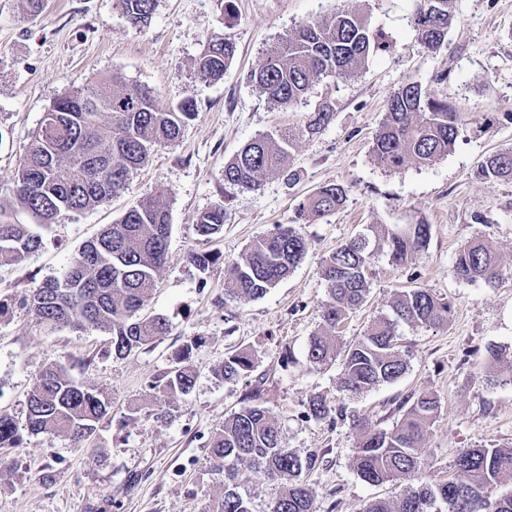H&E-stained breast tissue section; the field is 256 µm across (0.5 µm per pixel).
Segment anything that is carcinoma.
Here are the masks:
<instances>
[{
	"mask_svg": "<svg viewBox=\"0 0 512 512\" xmlns=\"http://www.w3.org/2000/svg\"><path fill=\"white\" fill-rule=\"evenodd\" d=\"M157 0H117L128 19L148 25ZM412 24L419 42L430 52L447 44L448 28L457 0H416ZM386 49L373 37L365 16L338 9L330 16L307 21L283 35L280 42L251 71L248 80L274 105L287 109L303 100L322 77L346 78L369 56ZM236 46L222 34L211 35L195 59L202 78L218 81L231 64ZM192 97L175 107H164L158 94L132 84L119 72L89 82L55 99L33 132L18 167L14 197L36 225L45 227L76 213L94 209L122 194L130 178L157 147L176 144L195 117ZM333 108L321 102L305 125L308 133L327 126ZM464 120L447 101L416 81L401 85L389 98L372 153L389 169L409 164L427 165L448 154L463 131ZM295 139L259 135L247 142L224 165V183L257 188L264 178L286 175ZM479 175L495 182L512 180V150L487 157ZM349 189L328 184L297 205V218L321 220L345 207ZM9 205L0 201V266L22 263L43 244L31 224L1 220ZM432 225L372 224L332 252L321 265L326 300L321 306V329L307 346L314 367L337 357L336 329L360 309L368 288L371 258L388 256L405 265L427 246ZM224 231V206L217 204L196 217L195 232L206 241ZM170 233L165 191L159 190L129 207L113 224L80 247L66 275L45 281L22 299L38 321L53 327L99 328L111 336L110 353L123 359L169 333L163 316L145 315L167 260ZM308 241L294 225H279L257 236L235 260L224 280V296L232 301L259 298L285 279L301 262ZM216 261L209 252L192 251L188 262L204 273ZM455 275L468 283H494L503 278L500 257L486 239L475 238L455 255ZM395 318H375L363 336L343 352V387L360 395L393 383L408 368L407 353L398 342L397 323L439 327L448 323L450 303L427 288H409L397 294ZM192 346L175 355L165 375L150 384L155 403L164 409L171 399L189 394L197 375L188 362ZM253 352L241 348L224 357L220 370L226 382L249 380L240 409L224 420L208 442L210 457L224 470V495L216 512H253L250 496L240 492V477L250 471L278 485L269 512H314L313 498L302 484L303 471L318 463V454L301 457L292 449L267 408L265 378L254 376ZM103 393L71 379L57 364L48 365L28 395L24 428L31 434L62 433L80 444L110 413ZM439 401L422 392L400 402L401 418L390 429L370 427L360 432L354 463L359 476L373 485L423 474L427 462L422 443L435 422ZM307 416L332 425L346 418V410L327 398L312 396ZM19 427L0 416V462L16 447ZM457 478L421 486L394 502L373 500L363 512H430L436 503L448 512H512V493L493 498L489 490L512 478V448H465L454 460Z\"/></svg>",
	"mask_w": 512,
	"mask_h": 512,
	"instance_id": "obj_1",
	"label": "carcinoma"
}]
</instances>
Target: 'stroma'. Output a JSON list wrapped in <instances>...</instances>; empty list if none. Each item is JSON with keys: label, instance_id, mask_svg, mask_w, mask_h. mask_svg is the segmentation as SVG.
Instances as JSON below:
<instances>
[{"label": "stroma", "instance_id": "1", "mask_svg": "<svg viewBox=\"0 0 512 512\" xmlns=\"http://www.w3.org/2000/svg\"><path fill=\"white\" fill-rule=\"evenodd\" d=\"M342 7L364 13L387 51L353 75L325 78L306 100L284 110L248 80L284 33ZM415 0H157L149 25L122 16L116 0H44L29 13L24 0H0V198L10 199L21 157L43 112L83 82L122 73L154 88L161 105L193 97L197 116L171 147L155 149L120 196L43 230V246L17 266L0 268V294L16 299L0 321V415L24 420L30 391L48 363L64 365L79 383L112 401L110 414L83 445L68 436L21 432L0 464V512H213L224 494V474L208 457L207 441L225 416L239 409L245 382H224L225 355L248 347L266 377V406L289 448L317 452L303 474L317 512H361L376 499L399 500L418 480L372 485L357 474L355 442L361 427L392 429L399 401L433 393L439 414L423 441L429 483L447 479L457 454L486 445L512 448V181L477 175L485 157L512 150V0H459L440 52L418 41L411 18ZM234 40L236 55L218 81L196 76L193 63L208 37ZM421 82L448 101L466 122L454 149L434 162L399 170L372 154L390 96L408 81ZM332 105L324 130L299 135L315 105ZM296 133L289 166L256 189L224 182V165L254 137ZM350 189L344 209L301 225L309 249L299 266L263 297L224 299V277L255 236L293 223L298 202L316 188ZM167 192L171 233L167 263L146 308L165 317L169 333L123 360L109 353L111 338L40 324L20 306L46 279L59 278L86 241L157 188ZM223 204V236L202 241L196 216ZM431 224L427 247L413 261L392 265L376 255L364 305L337 329L341 346L362 336L377 316L391 312L400 290L421 286L452 305L448 323L426 328L399 324L408 370L397 381L356 397L341 387L342 365L312 367L306 355L319 330L326 298L320 268L325 257L371 224ZM495 245L505 276L470 284L453 271L455 254L473 238ZM211 251L206 273L187 262ZM198 378L187 395L160 412L148 385L184 345ZM503 354L487 361L488 348ZM291 362H283V353ZM322 395L346 404L354 420L310 419L305 404ZM134 422L119 428L125 415Z\"/></svg>", "mask_w": 512, "mask_h": 512}]
</instances>
